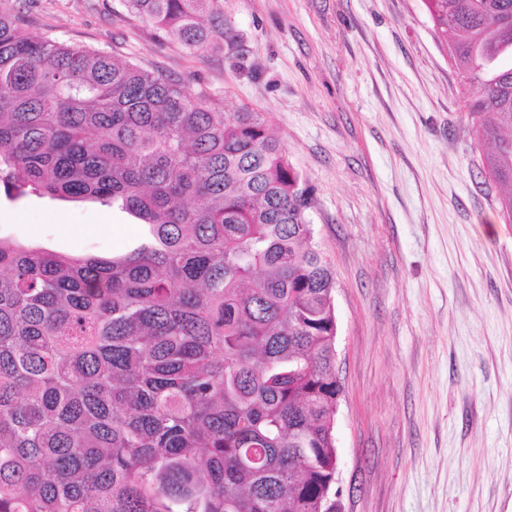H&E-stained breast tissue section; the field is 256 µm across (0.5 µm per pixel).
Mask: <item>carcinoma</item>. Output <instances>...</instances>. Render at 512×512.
<instances>
[{"label": "carcinoma", "instance_id": "obj_1", "mask_svg": "<svg viewBox=\"0 0 512 512\" xmlns=\"http://www.w3.org/2000/svg\"><path fill=\"white\" fill-rule=\"evenodd\" d=\"M191 53L224 0H123ZM512 223V0H423ZM0 186L146 226L112 259L0 235V512H326L335 274L260 112L33 38L0 0Z\"/></svg>", "mask_w": 512, "mask_h": 512}]
</instances>
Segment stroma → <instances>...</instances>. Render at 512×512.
Instances as JSON below:
<instances>
[{
  "instance_id": "obj_1",
  "label": "stroma",
  "mask_w": 512,
  "mask_h": 512,
  "mask_svg": "<svg viewBox=\"0 0 512 512\" xmlns=\"http://www.w3.org/2000/svg\"><path fill=\"white\" fill-rule=\"evenodd\" d=\"M26 33L104 50L226 114L262 113L315 191L335 273L343 512H512V224L423 0H224L220 52L122 0H13ZM0 233L104 259L143 225L93 201L9 200Z\"/></svg>"
}]
</instances>
